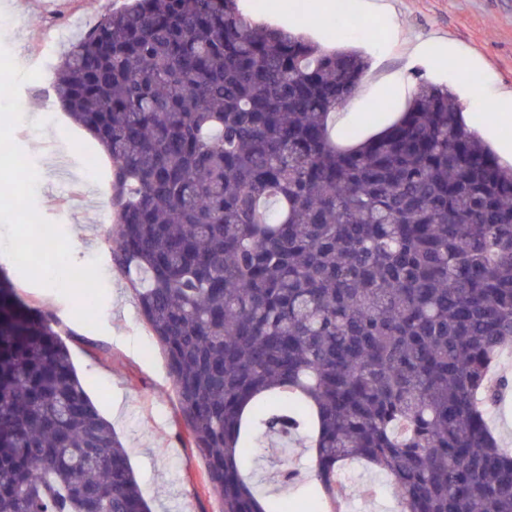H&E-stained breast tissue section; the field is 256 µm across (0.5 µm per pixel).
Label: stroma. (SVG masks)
Wrapping results in <instances>:
<instances>
[{
  "mask_svg": "<svg viewBox=\"0 0 512 512\" xmlns=\"http://www.w3.org/2000/svg\"><path fill=\"white\" fill-rule=\"evenodd\" d=\"M127 0H0V45L21 70L57 64L70 44L94 27L104 14ZM387 17L353 7V25L345 45L362 49L369 68L357 93L344 107L352 128L363 136L377 132L372 113L391 121L406 97L393 94L385 78L416 87L426 80L461 97L471 87L470 74L483 77L482 87H512V0H391ZM290 22L321 33L325 47H336V31L314 14V0H280ZM425 42L412 55L407 42ZM453 43L457 56L441 60L440 41ZM49 77L20 89L23 121L14 142L39 173L35 206L67 235L75 264L99 259L105 286L100 328L79 322L74 300L24 278L0 254L18 296L39 311L55 316L64 332L74 366L91 400L128 451L135 476L153 512H222L204 461L186 444V430L166 357L139 314L138 299L126 279L111 270L105 238L112 223L108 165L92 169L85 159L99 155L94 139L70 125L50 88ZM313 453L306 440L288 446L261 445L254 451L258 488L280 496L288 512H309L313 503L305 483L282 485L280 471L292 467L307 474ZM357 494L347 512H396L398 490L383 476L356 479Z\"/></svg>",
  "mask_w": 512,
  "mask_h": 512,
  "instance_id": "35a3bbf8",
  "label": "stroma"
}]
</instances>
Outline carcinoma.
Segmentation results:
<instances>
[{"label": "carcinoma", "instance_id": "obj_1", "mask_svg": "<svg viewBox=\"0 0 512 512\" xmlns=\"http://www.w3.org/2000/svg\"><path fill=\"white\" fill-rule=\"evenodd\" d=\"M368 63L256 28L237 0H132L53 88L112 163V267L166 355L223 512H286L249 481L263 441L309 433L321 512L345 465L399 512H512L488 374L512 352V166L422 81L348 146L330 113ZM0 512H150L59 323L0 278Z\"/></svg>", "mask_w": 512, "mask_h": 512}]
</instances>
